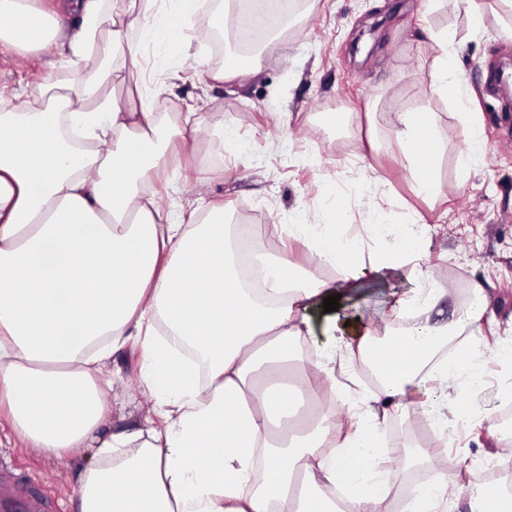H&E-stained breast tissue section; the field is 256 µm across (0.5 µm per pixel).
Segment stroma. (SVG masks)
Wrapping results in <instances>:
<instances>
[{"label": "stroma", "mask_w": 512, "mask_h": 512, "mask_svg": "<svg viewBox=\"0 0 512 512\" xmlns=\"http://www.w3.org/2000/svg\"><path fill=\"white\" fill-rule=\"evenodd\" d=\"M477 2L485 25L472 33L457 0H302L279 31L277 46L256 50L258 66L241 83L210 79L222 61H215L208 42L198 37L192 40L190 64L178 77H170L162 51L153 47L138 63H120L105 26L97 38L103 66L92 82L100 96L124 103L146 73L162 87L157 98L172 113V127L181 128L184 113L198 114L200 126L188 133L185 155L161 175L169 184L157 198L161 209L178 206L187 214L204 200L222 203L233 227L253 225L274 242L280 226L314 223L315 209L336 204L351 214L342 238L364 240L369 253L381 243L369 239L368 225L384 224L394 241L423 220L426 281L446 289L443 308L458 313L466 305L449 288V272L467 287L484 282L490 315L483 334L493 347L512 337V95L495 90L488 77L512 60V39L501 34L503 25L512 24V13L500 0ZM443 29L464 39L455 69L466 81L470 103L429 88L435 52L428 34ZM72 33L73 22L65 17L49 50L1 56L0 99L32 107L34 87L66 80ZM470 107L481 115L479 127L466 118ZM414 110L433 113L447 135L435 166L446 193L437 198L418 196L402 166L395 115ZM331 113L340 114L339 124L327 122ZM475 136L487 145L481 160L468 151ZM465 166L470 177L463 182L459 171ZM412 287L401 269L389 265L379 277L358 281L351 301L377 330L388 325L395 294ZM102 374L111 383V430L148 427L156 401L142 382L138 348L115 353ZM511 374L512 366L488 360L484 387L474 397L479 417L451 430L432 431L427 422L413 421L409 397L391 408L380 429L387 442L402 439L454 452L448 499L456 512H467L481 468L501 457V442L487 429L499 420L503 383ZM371 392V380L354 364L324 406L339 421L354 417L368 425ZM94 460L91 448L46 457L26 447L8 424L0 425V477H11L21 491L39 492L48 512H73L79 479Z\"/></svg>", "instance_id": "1"}]
</instances>
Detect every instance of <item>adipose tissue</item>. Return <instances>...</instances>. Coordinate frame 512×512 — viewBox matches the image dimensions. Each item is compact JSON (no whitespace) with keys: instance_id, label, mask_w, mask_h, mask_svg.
Wrapping results in <instances>:
<instances>
[{"instance_id":"obj_1","label":"adipose tissue","mask_w":512,"mask_h":512,"mask_svg":"<svg viewBox=\"0 0 512 512\" xmlns=\"http://www.w3.org/2000/svg\"><path fill=\"white\" fill-rule=\"evenodd\" d=\"M103 0H0V54L42 51L68 14L71 77L60 89L42 84L52 106L0 105V416L43 455L95 449L101 462L78 489L77 512H336L324 488L343 490L348 512H394L393 449L382 447L376 426L420 385L416 413L439 404V427L470 418L464 399L483 387L488 352L481 322L486 288L471 286L464 318L438 307L444 291L418 288L394 311L415 320L394 344H379L348 311L353 281L379 272L364 262V245L343 242L338 228L349 212L332 211L323 224H292L300 242L336 279L308 277L288 257L256 237L252 260L266 271L254 296L235 256L223 205L183 215L160 209L156 184L176 152V137L158 142L164 115L147 96L136 103L88 102L84 78L96 59L92 47L106 21ZM190 0H113V13L130 15L138 44L111 32L115 53L137 59L144 47L164 52L169 70L191 58L188 29L198 14ZM436 56L433 93H461L453 60L462 42L446 30L429 35ZM402 163L414 189L441 191L424 153L443 140L433 113L396 115ZM409 279L424 277L422 232L389 248ZM341 295L336 311L323 301ZM321 335L313 356L300 357L302 339ZM455 338L451 358L437 360L442 340ZM141 351V376L156 399V425L109 433L108 380L96 367L127 343ZM375 364L379 383L370 395L374 426L337 425L327 412L292 419L288 398L317 401L335 390L336 354ZM398 491L404 512H449L444 478Z\"/></svg>"}]
</instances>
